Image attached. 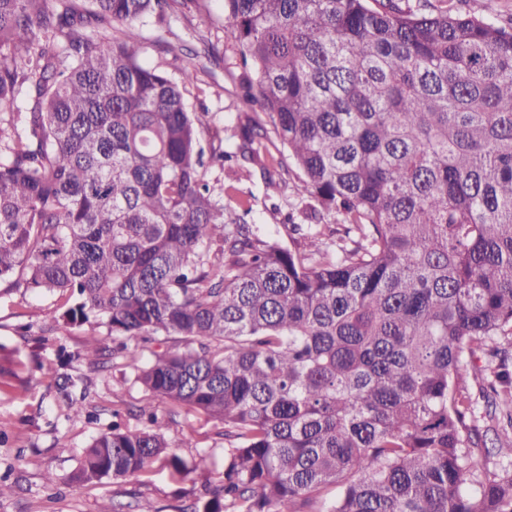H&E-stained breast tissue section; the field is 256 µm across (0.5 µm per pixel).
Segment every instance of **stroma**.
I'll list each match as a JSON object with an SVG mask.
<instances>
[{"label":"stroma","mask_w":512,"mask_h":512,"mask_svg":"<svg viewBox=\"0 0 512 512\" xmlns=\"http://www.w3.org/2000/svg\"><path fill=\"white\" fill-rule=\"evenodd\" d=\"M171 28L183 44V51H168L165 39L159 38L148 23H138L145 59L149 65L177 76L187 62L197 68L195 80L186 87L185 98L191 111L207 112L209 130L202 135L203 147L227 139L237 125L244 108L241 104L239 56L230 37L224 33L220 0H208L204 9L188 5L180 7L170 18ZM206 179L216 198L231 204L249 205L248 223L287 239V220L305 223L302 212L288 207L289 186L295 174H288L286 186L266 187L258 171H240L229 177L219 168H209ZM55 298L20 287L11 291L0 288V365L18 361L23 374L31 381L21 397L0 400V430L9 436L0 445V477L12 484L10 495L0 499V512H99L101 504L111 502L113 492H121L126 512H139L138 497H145L159 512H173L180 492L191 490L192 482L174 483L158 472L150 485L139 486L135 479L113 482L106 479L96 485L75 487L68 483L69 474L77 467L81 454L94 437L112 424L113 409H120L132 427H144L138 409L145 397L134 384L132 375L124 374L115 360L103 367L88 364L61 365L56 356L58 345L68 350L81 349L90 334L104 335L105 327H63L54 321L51 311ZM84 373L93 381L88 399L93 417L66 418L59 407L54 387L66 375ZM159 419L169 425L168 437L175 451L186 461L209 453L210 469L221 473L222 440L212 425H203L185 413H174L165 403L155 406ZM53 472L57 481L47 484L44 475Z\"/></svg>","instance_id":"obj_1"}]
</instances>
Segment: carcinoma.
I'll use <instances>...</instances> for the list:
<instances>
[{
    "instance_id": "cac0c4a2",
    "label": "carcinoma",
    "mask_w": 512,
    "mask_h": 512,
    "mask_svg": "<svg viewBox=\"0 0 512 512\" xmlns=\"http://www.w3.org/2000/svg\"><path fill=\"white\" fill-rule=\"evenodd\" d=\"M46 2L0 0V286L58 296L65 325L178 342L122 347L148 425L96 436L71 482L207 471L170 451L164 401L224 442L220 481L178 512H512L477 425L512 458V28L431 0H223L271 128L247 115L207 156L195 66L147 65L134 27L180 0ZM111 22L124 37L95 41ZM271 132L342 229L292 223L287 246L215 199L213 164L279 186ZM9 376L13 399L28 380ZM89 385L60 386L67 416Z\"/></svg>"
}]
</instances>
